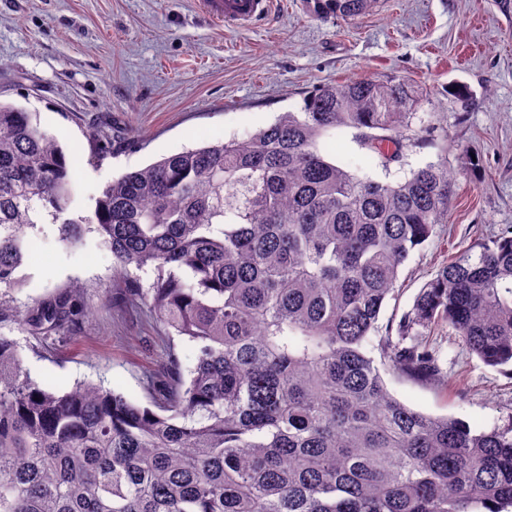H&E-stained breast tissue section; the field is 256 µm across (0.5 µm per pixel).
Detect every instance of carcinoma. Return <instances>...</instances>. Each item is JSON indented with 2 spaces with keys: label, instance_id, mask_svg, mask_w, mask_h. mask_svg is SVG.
<instances>
[{
  "label": "carcinoma",
  "instance_id": "obj_1",
  "mask_svg": "<svg viewBox=\"0 0 512 512\" xmlns=\"http://www.w3.org/2000/svg\"><path fill=\"white\" fill-rule=\"evenodd\" d=\"M306 3L355 21L377 0ZM425 100L399 76L323 84L267 127L113 179L83 210L58 137L0 102V512L512 507V428L414 410L381 375L443 382L426 340L443 328L512 365V229L442 266L397 335L375 336L400 267L448 223L457 175L478 162L392 183L336 164L325 142L350 129L386 169ZM44 215L66 249L98 234L126 301L166 327L151 406L94 383L45 389L2 332L60 338L84 321L76 280L17 298Z\"/></svg>",
  "mask_w": 512,
  "mask_h": 512
}]
</instances>
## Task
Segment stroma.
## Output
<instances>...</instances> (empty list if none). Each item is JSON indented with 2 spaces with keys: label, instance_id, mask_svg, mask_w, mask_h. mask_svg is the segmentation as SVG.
Returning a JSON list of instances; mask_svg holds the SVG:
<instances>
[{
  "label": "stroma",
  "instance_id": "1",
  "mask_svg": "<svg viewBox=\"0 0 512 512\" xmlns=\"http://www.w3.org/2000/svg\"><path fill=\"white\" fill-rule=\"evenodd\" d=\"M390 74L430 93L418 113L422 143L384 170L344 130L332 159L393 181L429 162L458 168L468 152L480 162L458 181L447 223L402 266L382 329L399 321L443 264L512 226V15L493 0H379L344 22L311 18L306 0H282L264 24L219 30L196 0H0V101L38 114L72 158L86 197L163 156L268 126L279 113L299 111L319 85ZM456 82L468 86L469 103L449 96ZM56 235L45 224L21 268L24 291L43 295L80 281L88 316L64 340L14 331L32 378L57 392L101 380L147 404L164 327L148 310L106 296L112 254L98 235L75 252ZM435 342L447 384L388 373L390 392L474 428L511 426L512 370L484 364L451 330Z\"/></svg>",
  "mask_w": 512,
  "mask_h": 512
}]
</instances>
